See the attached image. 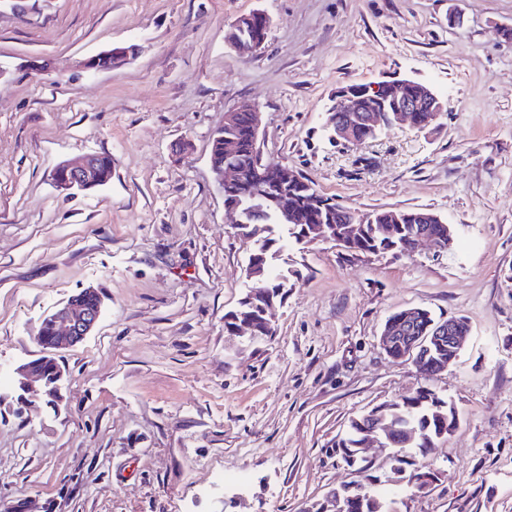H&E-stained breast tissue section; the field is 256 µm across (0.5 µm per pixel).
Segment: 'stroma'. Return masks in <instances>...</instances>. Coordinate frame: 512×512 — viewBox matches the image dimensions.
Returning a JSON list of instances; mask_svg holds the SVG:
<instances>
[{"mask_svg": "<svg viewBox=\"0 0 512 512\" xmlns=\"http://www.w3.org/2000/svg\"><path fill=\"white\" fill-rule=\"evenodd\" d=\"M260 11L264 46L228 36ZM512 0H0V502L38 512H300L374 479L391 512H512ZM136 44L119 68L87 62ZM444 96L437 129L336 145L341 87L386 76ZM261 114L264 161L358 213L426 208L451 248L403 254L286 242L288 293L271 338L225 333L253 249L210 166L224 114ZM112 158L100 187L64 195L51 171ZM103 294L82 343L57 356L59 407L20 404L15 368L42 319ZM419 307L470 325L427 376L380 346ZM427 386L455 431L422 458L423 491L389 449L370 474L330 447L351 420Z\"/></svg>", "mask_w": 512, "mask_h": 512, "instance_id": "obj_1", "label": "stroma"}]
</instances>
